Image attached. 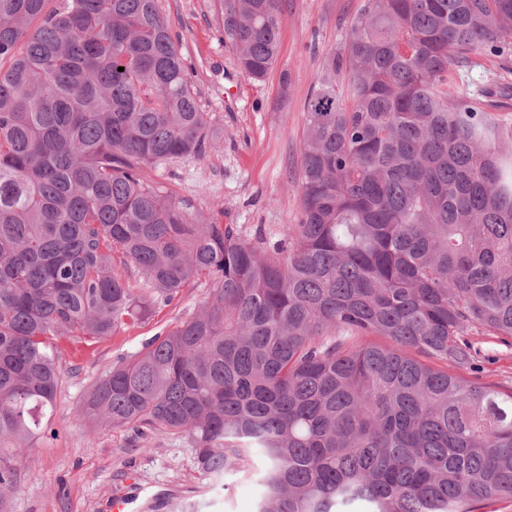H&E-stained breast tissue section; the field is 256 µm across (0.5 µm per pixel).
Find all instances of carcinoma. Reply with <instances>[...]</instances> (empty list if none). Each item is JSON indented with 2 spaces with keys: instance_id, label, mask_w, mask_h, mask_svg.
I'll use <instances>...</instances> for the list:
<instances>
[{
  "instance_id": "1",
  "label": "carcinoma",
  "mask_w": 512,
  "mask_h": 512,
  "mask_svg": "<svg viewBox=\"0 0 512 512\" xmlns=\"http://www.w3.org/2000/svg\"><path fill=\"white\" fill-rule=\"evenodd\" d=\"M217 2L265 79L281 0ZM478 57L498 64L479 88ZM511 93L512 0H366L305 106L301 220L248 239L147 183L215 134L158 0H0V512L14 456L57 437L58 342L199 281L201 310L98 378L83 417L190 440L203 474L262 487L255 512L512 499V387L456 374L469 336L512 337Z\"/></svg>"
}]
</instances>
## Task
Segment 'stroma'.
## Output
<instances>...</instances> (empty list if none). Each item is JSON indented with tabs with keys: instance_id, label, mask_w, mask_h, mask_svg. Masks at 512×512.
I'll return each mask as SVG.
<instances>
[{
	"instance_id": "obj_1",
	"label": "stroma",
	"mask_w": 512,
	"mask_h": 512,
	"mask_svg": "<svg viewBox=\"0 0 512 512\" xmlns=\"http://www.w3.org/2000/svg\"><path fill=\"white\" fill-rule=\"evenodd\" d=\"M365 0H282L280 55L263 81L249 79L222 37L216 0H159L180 46L201 111L216 137L202 153L148 170L150 184L170 193L190 214L223 207V221L245 237L257 229L277 233L298 223L295 178L303 148L305 104L317 84L328 49L344 39L348 22ZM207 296L193 284L141 324L93 345L65 341L61 386L51 425L56 439L18 458V488L11 512H109L114 496L132 512H173L190 500L196 512H253L256 485L228 474L214 484L196 467L185 440L163 435L134 446L131 431L92 427L76 411L88 388L120 358L153 336L194 315ZM479 350L473 376L512 385V338L473 336Z\"/></svg>"
}]
</instances>
